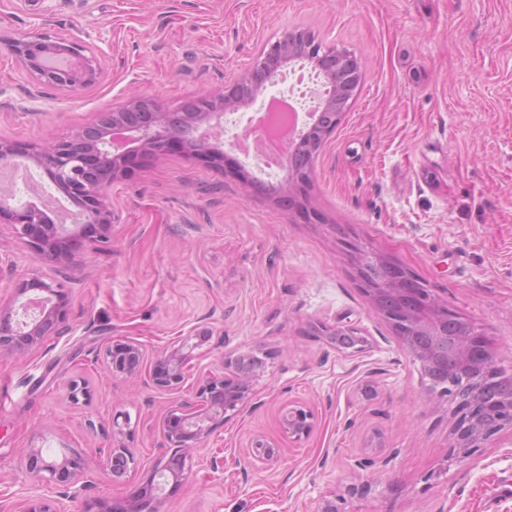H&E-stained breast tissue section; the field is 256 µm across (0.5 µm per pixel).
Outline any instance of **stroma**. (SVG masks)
I'll return each mask as SVG.
<instances>
[{
	"label": "stroma",
	"instance_id": "stroma-1",
	"mask_svg": "<svg viewBox=\"0 0 512 512\" xmlns=\"http://www.w3.org/2000/svg\"><path fill=\"white\" fill-rule=\"evenodd\" d=\"M297 27L363 69L316 159L310 215L254 183L238 151L216 168L183 148L109 184L110 239L66 274L0 226V304L19 279L58 282L70 327L23 355L0 347V512H23L20 459L33 447L80 456L92 474L78 499L51 497L57 512L135 496L175 453L165 414L241 354L265 369L188 455L162 512H315L333 496L343 512H512V432L449 459L453 402H426L427 378L369 310L344 250L355 241L409 268L512 373V0H0V139L69 137L134 91L178 111ZM34 29L88 44L101 78L34 85L6 47ZM342 325L354 348L336 345ZM131 339L151 357L194 344L182 383L110 376L107 347ZM69 379L88 399L69 402ZM292 401L314 415L301 439L280 424ZM116 414L128 420L118 437ZM259 436L278 460L253 469ZM116 443L134 457L120 478L107 467Z\"/></svg>",
	"mask_w": 512,
	"mask_h": 512
}]
</instances>
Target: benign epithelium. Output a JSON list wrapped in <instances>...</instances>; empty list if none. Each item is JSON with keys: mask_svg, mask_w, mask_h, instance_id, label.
Returning a JSON list of instances; mask_svg holds the SVG:
<instances>
[{"mask_svg": "<svg viewBox=\"0 0 512 512\" xmlns=\"http://www.w3.org/2000/svg\"><path fill=\"white\" fill-rule=\"evenodd\" d=\"M7 48L27 74L39 84L67 87L72 90L92 84L102 74L101 58L83 43L63 37H51L32 32L7 43ZM338 48L323 44L305 29L296 28L284 33L265 47L252 69L234 82L238 87L255 78L262 79V90L274 85L275 68L297 55L319 61L323 67L335 72L356 61L352 78L362 80L361 62L354 54L349 59L336 60ZM252 104V100H239L224 89L199 99L201 119L189 136L198 145L197 157L216 166H223L224 151L213 142V131L224 126V116ZM173 117L161 113L152 123L131 128L126 125H97L77 131L67 139L56 140L39 147H22L0 140V168L15 167L18 159L31 162L52 184L54 190L67 198L76 208L77 220L73 224H57L38 206L16 204L12 197H0V224H9L32 248L35 254L64 265L77 252L109 239L112 211L107 206L103 191L115 179L123 176L127 167L118 165L102 172L106 158L124 159L131 153L142 157L159 152L180 149V140L171 132ZM309 173L288 172V179L273 187V192L284 191L304 196ZM357 275H362L368 264L389 268L393 276L386 281L389 291L403 297L406 306L392 313L379 310L377 289L360 281L368 307L388 321L412 359L426 369L433 361L431 352L415 342L418 332L432 333L438 347L451 350L458 360L457 376L440 385L428 384L430 393L451 397L455 402L454 444L452 454L464 457L473 448L497 433L512 430V374L498 366V355L483 341L470 325L448 343L441 335V326L448 320V304L423 286L411 270L388 256L368 252L353 242L345 243ZM66 295L55 285L42 280H23L18 284L13 302L0 308V345L14 351L28 352L38 348L48 336L69 333L66 325ZM186 343L174 345L157 355L149 369V384L160 390L178 385L183 371L192 360V351ZM145 361V350L136 341H126L109 347L105 364L114 377L138 375ZM260 365L249 364L239 355L233 363V374L214 376L201 388L198 400H185L170 410L163 420L165 436L174 448L196 449L208 434L204 422L234 411L246 402L249 382L259 373ZM67 397L77 404L87 398L85 383L70 380L65 384ZM312 412L306 406L293 402L281 410L283 428L294 436H305L312 429ZM249 464L265 467L277 460L276 446L264 438H257L248 452ZM112 473L120 476L133 460L129 449L118 445L109 453ZM187 455H173L152 473L150 484L154 496L133 499L112 507V512H159L162 492L169 481L183 480ZM21 466L31 475L33 486L52 484L59 495L73 498L86 488L80 483L85 463L78 456L63 455L51 458L41 448H29L21 459Z\"/></svg>", "mask_w": 512, "mask_h": 512, "instance_id": "1", "label": "benign epithelium"}]
</instances>
